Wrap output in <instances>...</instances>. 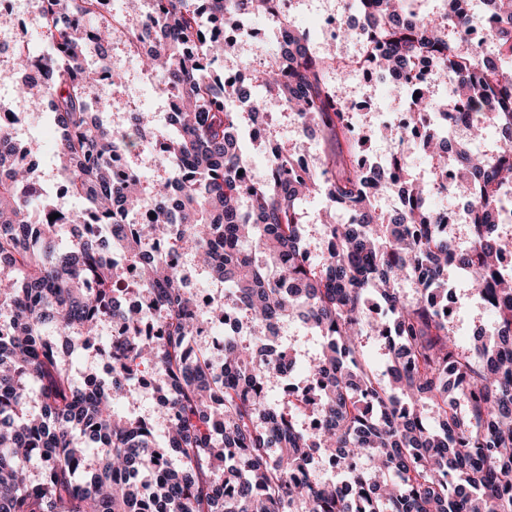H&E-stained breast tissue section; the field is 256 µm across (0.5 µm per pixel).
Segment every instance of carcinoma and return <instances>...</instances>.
<instances>
[{
	"instance_id": "obj_1",
	"label": "carcinoma",
	"mask_w": 512,
	"mask_h": 512,
	"mask_svg": "<svg viewBox=\"0 0 512 512\" xmlns=\"http://www.w3.org/2000/svg\"><path fill=\"white\" fill-rule=\"evenodd\" d=\"M104 2L45 0L55 57L38 66L39 92L51 96L61 175L85 209L36 230L24 223L29 206L48 217L54 208L17 165L19 144L0 136V225L12 226L0 232V311L11 317L9 332L0 333V512H512V276L500 274L512 237L498 233L512 189V74L503 71L512 65V0H482L497 21L475 40L465 37L463 21L442 26L410 6L399 16L400 0H350L349 9L373 16L367 52L376 66H404L415 51H427L433 78L450 86L448 121L473 118L470 139L490 128L497 138L490 154L461 142L448 155L428 131H414L436 165L425 181L408 177L396 160L374 171L377 184L398 186L406 198L388 222L372 214L352 157L299 172L294 156L278 153L266 179L238 174L248 169L237 136L245 102L251 113L278 102L302 129L312 120L327 137L348 131L331 89L332 59L313 55L300 32L273 55L254 98L213 67L230 43L206 41L201 58L188 52L207 36L206 18L261 14L265 0H152L139 26L160 34L142 73L181 103L169 134L146 112L129 113L118 132L93 112L99 78L86 56L112 41L99 22ZM445 107L422 95L410 125ZM156 140L170 176L149 193L138 171L113 168V153ZM450 170L453 190L473 213L464 248L421 204ZM322 193L335 201L336 217L319 224L327 255L315 263L300 204ZM145 203L155 217L135 231ZM87 222L108 239L79 234L61 246L67 225ZM173 224L182 250L227 286L251 324L249 341L224 338L222 384L212 377L209 352L192 353L188 344L198 320L223 311L215 304L194 312L172 257L150 247ZM450 264L496 315L493 338L479 333L467 350L430 295L447 285ZM133 267L147 270L138 291L162 320L153 337L142 335L138 313L114 296ZM402 280L412 282L414 298L401 293ZM373 297L389 321L372 316ZM106 314L124 324L110 349L97 350L112 360V379L80 382L71 355L94 346ZM288 318L302 319L328 343L309 369L311 395L290 390L272 407L264 382L279 376L280 360L255 353L272 341L271 326ZM52 332L69 339L67 353L46 340ZM371 335L385 341L391 366L383 374L361 357L362 339ZM128 358L151 369L164 393L162 446L149 421L114 410L131 395ZM308 413L315 421L306 430L296 416ZM315 449L345 468L347 489L317 476ZM364 457L379 468L358 466Z\"/></svg>"
}]
</instances>
